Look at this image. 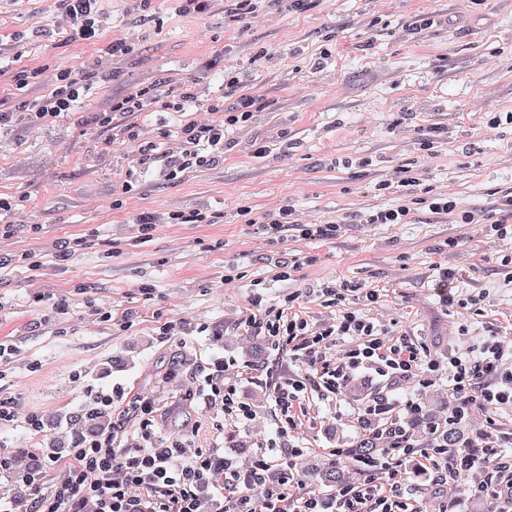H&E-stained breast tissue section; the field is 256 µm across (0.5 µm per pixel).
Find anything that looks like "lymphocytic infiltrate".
Masks as SVG:
<instances>
[{"instance_id":"obj_1","label":"lymphocytic infiltrate","mask_w":512,"mask_h":512,"mask_svg":"<svg viewBox=\"0 0 512 512\" xmlns=\"http://www.w3.org/2000/svg\"><path fill=\"white\" fill-rule=\"evenodd\" d=\"M107 14L102 0H58L53 16L52 35L64 43L92 47L98 60L112 62L131 56L134 40L107 38ZM10 82L17 89L38 88V95L17 109L0 107V133L23 125L41 128L89 103L101 88L97 70L76 67L23 68L12 73ZM227 86L240 95L231 108L213 102L207 107L209 119L199 120L193 113L199 106L195 86H182L177 94H161L151 87H133L125 95L112 99L93 114L96 125L112 130L116 142L138 140L141 128L119 124L116 113L155 115L182 112L185 120L175 128L158 126L157 135L174 140L172 150L156 155L154 144L139 147L135 168L145 173L156 162L164 164V178L178 179L192 168L208 167L224 157V134L229 129L249 127L262 104L260 98L244 91L237 72L224 75ZM399 187L406 195H427L432 213L453 218L459 224L476 223L474 212L460 207L453 196L427 194L418 177L406 167H396L391 179L375 184V191ZM332 294L343 311L335 325L312 326L296 312H286L284 319L265 320L249 315L246 327L264 328L272 343L291 342L295 360L306 364L313 375L310 384L320 390L340 395L353 374L372 368L391 382H399L436 370L435 361L424 359L406 338L385 343L382 331L355 303L377 302L378 290L362 288L357 282L342 281ZM349 337L355 344L336 361L327 354L338 339ZM507 350L500 336L483 339L473 353L448 357V392L461 400H480L491 410L512 407V365L506 362ZM229 366L223 358H211L204 368L199 390L204 399H220L230 414L249 417L250 407L240 401L235 387L219 388L217 380ZM140 418L141 441L130 448H116L111 434L94 438L73 436L69 448L71 464L50 487L30 483L34 512H207L202 497L215 471L210 458L199 456L183 460L180 445L167 443L153 428L154 401L140 396L132 403ZM295 448H276L261 456L246 470L227 472L221 485L224 512H408V499L395 476L404 461L415 463V475H431L445 483L469 478L464 494L469 498L488 499L499 506L498 512H512V457L498 454L493 446L455 448L441 451H402L386 460L364 458L361 481L330 493L305 489L294 474Z\"/></svg>"}]
</instances>
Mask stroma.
I'll list each match as a JSON object with an SVG mask.
<instances>
[{
  "label": "stroma",
  "mask_w": 512,
  "mask_h": 512,
  "mask_svg": "<svg viewBox=\"0 0 512 512\" xmlns=\"http://www.w3.org/2000/svg\"><path fill=\"white\" fill-rule=\"evenodd\" d=\"M226 0L207 13L180 15L174 0H154L152 17L127 0H105L109 37H131L135 53L105 69L107 79L89 107L53 126H23L0 136V195L24 197L11 236L0 237V259L12 262L0 277V399L15 403L13 422L0 425V456L52 449L58 463L52 485L69 464L63 426L90 410L93 391H120L105 421L120 425L115 447L138 441L135 396L155 402V430L189 452L210 456L216 467L240 468L267 448H298L296 471L314 488L311 462H328L365 434L361 407L372 397L411 398L435 410L448 398V372L429 386L394 385L371 370L358 372L341 396L302 394L298 426L281 433L284 417L272 399L275 383L306 381L309 370L288 344L251 347L263 331L241 320L297 307L311 323L334 322L340 308L318 290L344 280L380 292L362 310L376 324L406 336L442 365L488 334H512V263L481 224H457L414 205L407 224H358L354 217L395 206L397 193H373L393 167H409L423 186L453 193L483 215L494 212L497 191L512 187V124L488 132L487 120L512 113V0H314L302 12L264 0L260 11L237 21ZM54 0H0V67L45 63L76 66L94 59L93 48L35 38L50 27ZM428 16L433 25L414 31ZM238 70L266 107L248 128L231 132L234 146L223 163L177 180L142 175L122 209L112 210L113 189L126 178L137 148L109 144V131L91 122L94 110L133 85L160 91L196 82L203 99L238 94L224 72ZM267 141L264 157L248 154L253 138ZM434 143L425 155L422 140ZM293 200L304 221L339 220L333 240L307 239L288 229L270 241L255 234L236 204L259 216ZM206 206L211 224H161L140 237L132 219L146 208ZM40 225L33 233L31 225ZM79 239L74 257L46 262L56 243ZM456 248H449V241ZM26 262H18V255ZM297 263L288 279L284 263ZM454 269L464 312L444 305L435 288L439 267ZM65 299L68 311L55 314ZM467 322L468 335L459 332ZM176 324V336L159 334ZM234 360L225 384L236 385L250 419L204 405L197 378L212 356ZM44 422L29 432L27 414ZM418 512H441L461 485L440 486L405 472Z\"/></svg>",
  "instance_id": "stroma-1"
}]
</instances>
